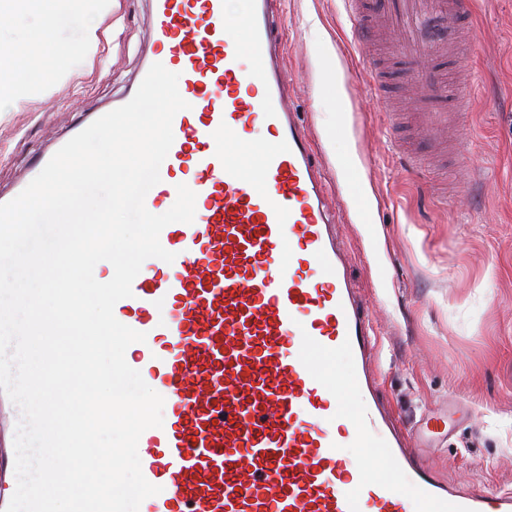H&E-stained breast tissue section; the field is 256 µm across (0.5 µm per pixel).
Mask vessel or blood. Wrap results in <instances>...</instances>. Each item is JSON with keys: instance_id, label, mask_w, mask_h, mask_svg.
Returning a JSON list of instances; mask_svg holds the SVG:
<instances>
[{"instance_id": "vessel-or-blood-1", "label": "vessel or blood", "mask_w": 512, "mask_h": 512, "mask_svg": "<svg viewBox=\"0 0 512 512\" xmlns=\"http://www.w3.org/2000/svg\"><path fill=\"white\" fill-rule=\"evenodd\" d=\"M275 0H149L150 63L178 73L188 102L172 123L160 181L196 194L192 223L160 233L173 262L137 275L115 318L145 333L126 355L164 399L142 433L147 512H512V491L475 492L415 462L377 394L374 334L339 237L312 134L288 109ZM360 44L396 30L421 62L417 92L464 102L431 65L457 41L464 0H349ZM265 143L241 160L250 136ZM360 400L348 404L342 387ZM16 407L0 393V512L15 488ZM387 464L380 476L376 458Z\"/></svg>"}]
</instances>
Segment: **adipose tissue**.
<instances>
[{
  "instance_id": "ef3b65f1",
  "label": "adipose tissue",
  "mask_w": 512,
  "mask_h": 512,
  "mask_svg": "<svg viewBox=\"0 0 512 512\" xmlns=\"http://www.w3.org/2000/svg\"><path fill=\"white\" fill-rule=\"evenodd\" d=\"M18 12L32 13L38 18L30 42L42 57L43 65L30 68L20 50H13L10 62L0 65L1 113L15 110L20 91L46 90L66 79L65 62L75 52H93L99 42L96 23L79 20L61 8L59 0H0L1 16Z\"/></svg>"
}]
</instances>
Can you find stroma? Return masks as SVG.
Instances as JSON below:
<instances>
[{"mask_svg":"<svg viewBox=\"0 0 512 512\" xmlns=\"http://www.w3.org/2000/svg\"><path fill=\"white\" fill-rule=\"evenodd\" d=\"M281 9L288 106L341 202L338 230L380 340L379 394L410 432L456 408L447 435L417 456L453 483L512 489V0H470L473 52L433 62L469 100L443 144L385 108L404 99L416 67L396 55L395 33L377 96L347 0H281ZM97 11L96 50L76 56L47 94L0 115L1 190L134 81L148 0H99Z\"/></svg>","mask_w":512,"mask_h":512,"instance_id":"1","label":"stroma"}]
</instances>
